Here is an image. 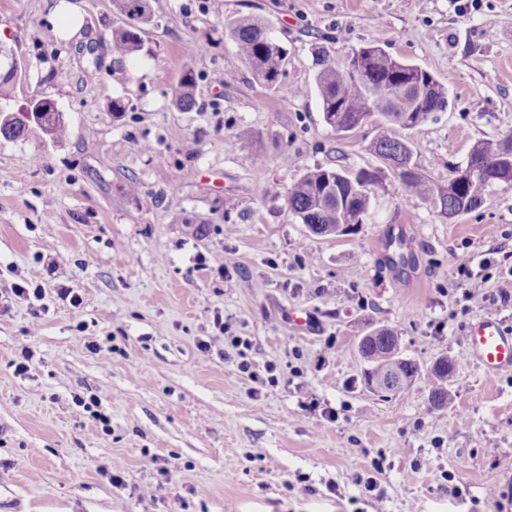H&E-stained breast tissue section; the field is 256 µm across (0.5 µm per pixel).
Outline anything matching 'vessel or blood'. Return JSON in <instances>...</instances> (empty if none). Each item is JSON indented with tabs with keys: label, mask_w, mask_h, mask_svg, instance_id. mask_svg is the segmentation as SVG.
I'll return each instance as SVG.
<instances>
[{
	"label": "vessel or blood",
	"mask_w": 512,
	"mask_h": 512,
	"mask_svg": "<svg viewBox=\"0 0 512 512\" xmlns=\"http://www.w3.org/2000/svg\"><path fill=\"white\" fill-rule=\"evenodd\" d=\"M466 350L471 360L489 374L512 370V332L495 319H480L469 325Z\"/></svg>",
	"instance_id": "obj_1"
}]
</instances>
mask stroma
<instances>
[{
    "mask_svg": "<svg viewBox=\"0 0 512 512\" xmlns=\"http://www.w3.org/2000/svg\"><path fill=\"white\" fill-rule=\"evenodd\" d=\"M69 2L82 27L65 40L54 0H0V43L24 63L10 110L49 99L67 124L55 140L34 125L0 137V512H512L498 463L512 372L486 374L465 348L481 318L512 331V182L450 219L389 174L340 237L310 233L286 201L315 167L381 168L366 146L384 132L442 185L476 142L512 132V0H150L127 55L111 47L127 23L112 0ZM239 17L286 50L279 89L225 36ZM369 43L433 74L446 111L336 132L312 48L340 61ZM227 253L238 266L218 273ZM38 285L44 299L14 293ZM381 327L421 372L386 395L359 349ZM228 333L248 348L225 351ZM443 357L456 369L436 410L423 374ZM270 364L274 386L258 381ZM92 396L109 428L77 405Z\"/></svg>",
    "mask_w": 512,
    "mask_h": 512,
    "instance_id": "35a3bbf8",
    "label": "stroma"
}]
</instances>
